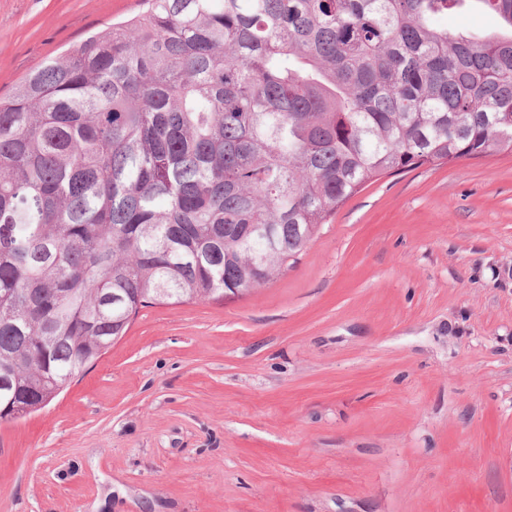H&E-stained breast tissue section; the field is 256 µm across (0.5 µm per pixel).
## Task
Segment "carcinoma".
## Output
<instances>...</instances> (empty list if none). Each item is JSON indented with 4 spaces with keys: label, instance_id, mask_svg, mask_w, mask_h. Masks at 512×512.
<instances>
[{
    "label": "carcinoma",
    "instance_id": "cac0c4a2",
    "mask_svg": "<svg viewBox=\"0 0 512 512\" xmlns=\"http://www.w3.org/2000/svg\"><path fill=\"white\" fill-rule=\"evenodd\" d=\"M144 2L0 99V422L381 176L512 154V0ZM473 6L501 32L439 24Z\"/></svg>",
    "mask_w": 512,
    "mask_h": 512
}]
</instances>
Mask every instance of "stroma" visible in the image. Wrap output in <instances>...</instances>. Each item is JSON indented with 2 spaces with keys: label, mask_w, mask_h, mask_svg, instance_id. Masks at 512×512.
<instances>
[{
  "label": "stroma",
  "mask_w": 512,
  "mask_h": 512,
  "mask_svg": "<svg viewBox=\"0 0 512 512\" xmlns=\"http://www.w3.org/2000/svg\"><path fill=\"white\" fill-rule=\"evenodd\" d=\"M141 0H0V97ZM0 512H512V155L384 176L0 423Z\"/></svg>",
  "instance_id": "stroma-1"
}]
</instances>
